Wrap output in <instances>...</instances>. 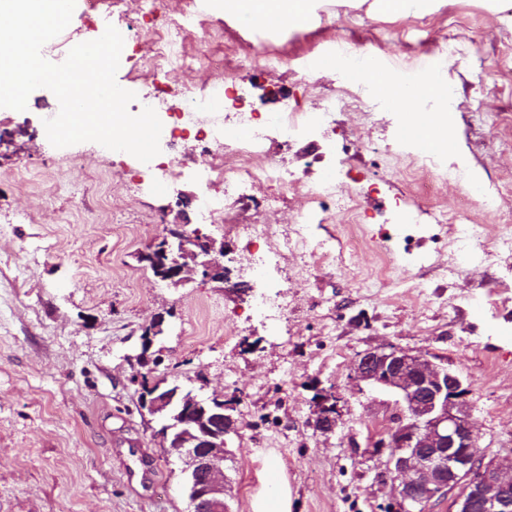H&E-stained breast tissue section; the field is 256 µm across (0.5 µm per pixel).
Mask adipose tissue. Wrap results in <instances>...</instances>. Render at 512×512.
<instances>
[{
    "mask_svg": "<svg viewBox=\"0 0 512 512\" xmlns=\"http://www.w3.org/2000/svg\"><path fill=\"white\" fill-rule=\"evenodd\" d=\"M316 0H222L225 13L236 16L242 23L258 24L278 29L285 22L304 24L310 21ZM365 74L378 93L389 98L404 112L405 126L415 127L418 137L429 151L441 152L448 146V120L438 112H421L417 101H442L447 97L442 77H433L410 87L378 67L367 68Z\"/></svg>",
    "mask_w": 512,
    "mask_h": 512,
    "instance_id": "ef3b65f1",
    "label": "adipose tissue"
}]
</instances>
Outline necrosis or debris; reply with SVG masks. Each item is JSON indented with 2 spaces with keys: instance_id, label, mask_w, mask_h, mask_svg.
<instances>
[{
  "instance_id": "necrosis-or-debris-1",
  "label": "necrosis or debris",
  "mask_w": 512,
  "mask_h": 512,
  "mask_svg": "<svg viewBox=\"0 0 512 512\" xmlns=\"http://www.w3.org/2000/svg\"><path fill=\"white\" fill-rule=\"evenodd\" d=\"M196 32L194 0H184L181 10L167 21L166 36L157 42L152 50L150 62L165 66L179 62L181 67L191 68L197 61L196 55L186 50L187 44ZM236 53L227 50L224 56H206L205 63L216 72V79L187 95L180 104L181 111H200L213 107L224 100L227 94V73L232 70ZM343 105L338 97L325 98L319 111L309 112L299 106L284 108L266 117V124L276 127L284 138H292L309 129L329 123L334 112ZM204 141L222 146L223 152L215 162L201 172L204 189L196 201L200 218L206 224H221L225 229L236 230L237 219L233 208L225 203L243 184L260 182L286 185L306 196L311 204L306 215L300 220L292 234H275L272 225L252 224L248 234L254 239L265 241L269 253L277 255L288 250H306L308 226L315 222H326L330 201L336 200L338 183L335 177H327L316 185L302 181L296 169L275 162L264 149L265 136L255 133L250 137L238 134L236 125L216 123L203 135Z\"/></svg>"
}]
</instances>
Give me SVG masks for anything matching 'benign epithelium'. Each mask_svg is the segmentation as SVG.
<instances>
[{
  "mask_svg": "<svg viewBox=\"0 0 512 512\" xmlns=\"http://www.w3.org/2000/svg\"><path fill=\"white\" fill-rule=\"evenodd\" d=\"M227 253L225 243L190 233L175 222L163 224L140 261L176 287L197 276L228 283ZM232 287L244 289L248 284L237 281ZM164 323L165 315L159 313L145 327L140 363H145L154 338L163 334ZM352 379L395 396L407 411L405 420L380 443L390 449L385 466L392 482L391 512H427L435 500L450 493L455 512H512V478L506 476L512 460L493 458L479 468L473 465L480 437L468 410L469 386L456 371L386 345L361 352ZM341 399L334 387L317 394L314 425L322 434L336 432ZM236 402L235 396L201 398L165 378L141 380L140 409L158 419L156 437L183 463L188 512H231L222 463L227 436L235 432L230 411Z\"/></svg>",
  "mask_w": 512,
  "mask_h": 512,
  "instance_id": "1",
  "label": "benign epithelium"
}]
</instances>
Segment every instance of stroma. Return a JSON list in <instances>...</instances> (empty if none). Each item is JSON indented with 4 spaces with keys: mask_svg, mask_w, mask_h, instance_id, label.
Segmentation results:
<instances>
[{
    "mask_svg": "<svg viewBox=\"0 0 512 512\" xmlns=\"http://www.w3.org/2000/svg\"><path fill=\"white\" fill-rule=\"evenodd\" d=\"M200 5L194 47L232 46L253 57L234 73L244 100L190 113L191 129L154 162L95 142L52 146L44 121L59 103L48 89L34 90L26 110L0 108V512H187L183 464L139 410L132 378L140 374L203 397H239L224 462L234 512H260L273 465L287 512H384L386 457L373 446L395 427L399 407L392 395L356 385L351 368L360 352L387 344L457 371L470 385L485 455H512V249L496 243L512 228V7L500 21L481 0H435L423 17L318 0L309 24L267 30L223 14L213 0ZM102 29L75 7L59 36L63 49L41 53L61 63ZM340 37L399 81L444 73L447 159L497 197L494 212L478 201L471 208L484 237L431 223L433 209L456 214L466 188L447 184L432 201L415 196L411 158L425 149L404 140L403 113L328 66ZM448 38L465 55L441 54L437 45ZM269 55L283 64L268 68ZM212 79L202 65H122L116 73L139 96ZM337 92L366 95V111L338 112L334 125L287 146L272 130L265 140L272 158L301 160L304 182L333 172L341 196L354 198L353 210L331 209L327 223L310 227L311 248L332 250L336 261L306 267L288 253L254 265L259 245L200 223L191 204L201 192L197 171L222 152L198 133L245 112L264 119L289 102L314 110ZM172 155L182 175L156 189L157 166ZM271 191L280 204L268 211L261 202ZM231 205L240 223L281 228L294 225L307 200L288 187L252 185ZM411 210L420 223H407ZM177 217L225 241L231 277L250 292L200 280L173 288L138 262L163 222ZM264 294L278 296L283 317L262 312ZM164 311V335L142 351L143 327ZM141 352L143 366L132 361ZM330 386L342 396L340 425L324 435L312 420L318 389ZM142 468L149 482L130 478Z\"/></svg>",
    "mask_w": 512,
    "mask_h": 512,
    "instance_id": "35a3bbf8",
    "label": "stroma"
}]
</instances>
